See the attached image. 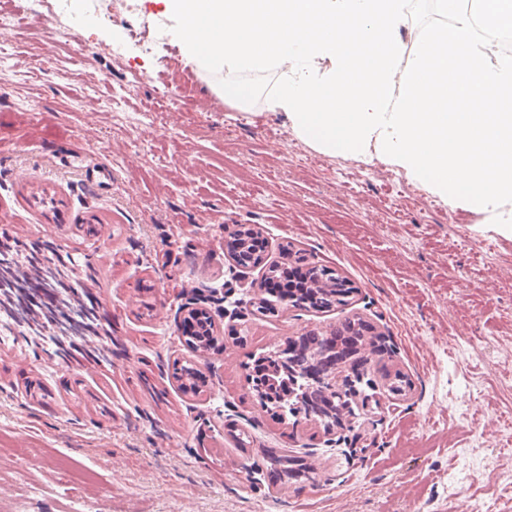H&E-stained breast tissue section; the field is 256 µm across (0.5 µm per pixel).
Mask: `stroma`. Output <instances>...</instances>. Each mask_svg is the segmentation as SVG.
Returning a JSON list of instances; mask_svg holds the SVG:
<instances>
[{"instance_id": "stroma-1", "label": "stroma", "mask_w": 512, "mask_h": 512, "mask_svg": "<svg viewBox=\"0 0 512 512\" xmlns=\"http://www.w3.org/2000/svg\"><path fill=\"white\" fill-rule=\"evenodd\" d=\"M136 3L162 48L88 19L78 57L51 6L0 0L20 17L0 44V226L73 256L69 279L110 325L80 342L109 349L99 364L0 331V512H512V240L384 165L299 141L266 105L279 70L245 74L257 96L226 106L156 0ZM442 22L435 0H410L408 49ZM80 158L111 163V194ZM237 224L257 226L269 260L346 277V305L257 310L262 269L227 254ZM186 305L222 346L192 355ZM357 318L385 337L363 368L377 408L327 433L256 406L254 355ZM191 357L208 379L196 398L173 375ZM274 454L301 473L272 478Z\"/></svg>"}]
</instances>
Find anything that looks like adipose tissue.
I'll return each instance as SVG.
<instances>
[{
	"label": "adipose tissue",
	"instance_id": "obj_1",
	"mask_svg": "<svg viewBox=\"0 0 512 512\" xmlns=\"http://www.w3.org/2000/svg\"><path fill=\"white\" fill-rule=\"evenodd\" d=\"M189 63L224 75L226 102L255 87L244 72L288 61L269 111L319 152L389 167L435 201L512 238V0H437L443 25L415 49L408 0H159Z\"/></svg>",
	"mask_w": 512,
	"mask_h": 512
}]
</instances>
